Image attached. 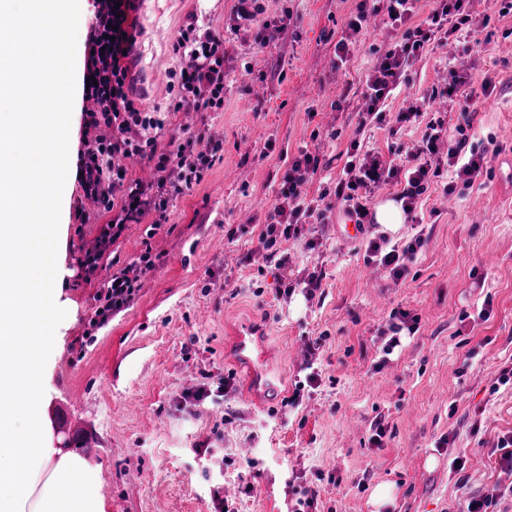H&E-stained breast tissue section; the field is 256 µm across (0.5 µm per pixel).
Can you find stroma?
<instances>
[{
  "label": "stroma",
  "mask_w": 512,
  "mask_h": 512,
  "mask_svg": "<svg viewBox=\"0 0 512 512\" xmlns=\"http://www.w3.org/2000/svg\"><path fill=\"white\" fill-rule=\"evenodd\" d=\"M265 17L287 18L280 36L263 42L258 27L235 23L236 0H143L135 14L131 64L144 107L166 113L163 138L198 135L216 160L203 180L177 195L168 220L153 215L128 225L84 279L79 261L111 212L86 203L77 174L61 201L58 259L70 320L47 370L43 402L49 435L86 444L100 464V493L110 512H292L306 489L318 492L316 512H373L375 487L393 488L385 512H464L476 495L496 497L512 512V471L498 464L494 443L512 431V384L495 387L512 364V13L494 0H473L490 23L475 35L432 45L388 99L389 112L410 108L420 122L391 135L388 125L359 128L358 100L339 104L344 89L362 91L378 57L399 33L376 19L347 61L336 44L358 0H260ZM224 37V109L174 112L172 45L190 13ZM468 64L471 84L491 79L467 131L470 141L495 136L484 184L457 185L444 195L432 184L421 198L423 247L409 271L393 280L366 265L370 236L405 242L411 224L367 228L347 237L346 219L306 225L283 241L288 266L270 264L259 234L272 210L287 156L319 149L328 168L309 176L308 199L339 177L352 141L388 154L421 139L430 120H443L457 139L458 114L428 97ZM88 223L76 217L79 207ZM150 252L125 310L99 322L97 293L114 263ZM323 294L307 300L298 284L314 268ZM295 284L278 295L280 281ZM489 318H478L484 300ZM419 320L391 355H383L392 311ZM265 331V348L285 377L273 406L261 409L243 388L227 354L245 325ZM318 342L310 352L309 342ZM320 375L299 405L287 402L307 364ZM228 388L220 400L190 404L199 389ZM388 428L370 446L376 420ZM462 457V474L448 471Z\"/></svg>",
  "instance_id": "1"
}]
</instances>
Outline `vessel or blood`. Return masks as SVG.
Returning <instances> with one entry per match:
<instances>
[{
	"mask_svg": "<svg viewBox=\"0 0 512 512\" xmlns=\"http://www.w3.org/2000/svg\"><path fill=\"white\" fill-rule=\"evenodd\" d=\"M244 385L257 402L272 404L280 391L281 380L267 361L260 329L241 328L230 344Z\"/></svg>",
	"mask_w": 512,
	"mask_h": 512,
	"instance_id": "b4317fda",
	"label": "vessel or blood"
}]
</instances>
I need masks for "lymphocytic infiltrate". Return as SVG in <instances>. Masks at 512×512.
<instances>
[{"label":"lymphocytic infiltrate","mask_w":512,"mask_h":512,"mask_svg":"<svg viewBox=\"0 0 512 512\" xmlns=\"http://www.w3.org/2000/svg\"><path fill=\"white\" fill-rule=\"evenodd\" d=\"M436 2L426 20L418 24L414 21L417 0H359L355 14L347 23V35L336 44L340 59H347L351 38L360 33L368 15L385 14L389 26L402 32L400 40L378 59L366 80L364 103L359 113L361 122L382 120L386 102L399 87L405 69L421 57L427 45L448 35L463 30L474 32L481 27V20L467 13L466 0ZM138 6L139 0H95L94 17L85 43L84 73L95 79L94 85L84 90L85 101L92 104L85 113L86 126L95 130L96 135L85 139L77 171L85 196L102 203L113 213L109 223L100 225L95 249L88 251L80 261L88 278L94 276L101 257L121 237L128 224L140 222L149 213L153 214L155 224L166 223L170 199L200 183L215 158L214 153L196 150L195 140L190 136H173L167 142H160L165 115L141 108L130 76V52L135 45L133 14ZM173 50L181 65L175 75L177 90L172 111L223 110V37L202 29L198 14L192 13L180 28ZM466 83V75L452 69L448 72V85L441 91L450 108L459 113L460 139L454 144H445L443 122L432 123L422 140L406 150L399 164L375 153L361 152L359 142H352L334 188L333 200H308L304 190L308 174L317 172L321 165L319 153L305 149L293 156L261 233L269 260L277 268L287 267L288 257L280 253L278 238L297 236L304 224L312 221L327 223L335 206H342L345 214L356 223H373L370 203L375 192L385 185L401 183L397 198L403 211L412 218L431 177L439 176L440 166H448L467 186L489 175L488 158L499 155L503 146L497 142L489 148L469 145L464 132L471 124L470 108L475 92L468 89ZM102 127L109 129V136L99 135ZM132 156L152 166L153 181L128 179L123 162ZM118 184L123 185L125 191L121 200L114 202L110 191ZM423 244L424 239L419 234L402 245L390 243L381 236L369 241L364 260L366 264L389 271L392 278L398 280L407 274L408 261ZM152 266L149 254L145 253L112 273L97 295L102 302L97 310L100 320H107L113 312L134 301L142 274Z\"/></svg>","instance_id":"lymphocytic-infiltrate-1"}]
</instances>
